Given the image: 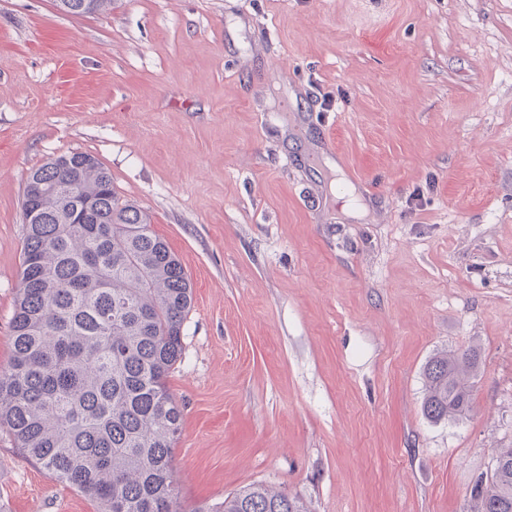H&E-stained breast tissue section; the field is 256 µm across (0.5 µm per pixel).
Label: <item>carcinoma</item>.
Masks as SVG:
<instances>
[{
  "label": "carcinoma",
  "mask_w": 512,
  "mask_h": 512,
  "mask_svg": "<svg viewBox=\"0 0 512 512\" xmlns=\"http://www.w3.org/2000/svg\"><path fill=\"white\" fill-rule=\"evenodd\" d=\"M69 14L112 0H59ZM25 243L12 322L13 356L0 368V429L48 475L102 512H310L296 496L250 484L218 504L184 506L173 450L183 407L167 378L184 354L193 291L178 258L139 207L123 203L91 154L35 169L22 203ZM475 350L446 351L425 369L432 421L471 408ZM472 512H512V448L472 488Z\"/></svg>",
  "instance_id": "obj_1"
}]
</instances>
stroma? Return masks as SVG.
<instances>
[{"label":"stroma","instance_id":"obj_1","mask_svg":"<svg viewBox=\"0 0 512 512\" xmlns=\"http://www.w3.org/2000/svg\"><path fill=\"white\" fill-rule=\"evenodd\" d=\"M94 155L193 288L182 501L471 512L512 447V0H0V368L26 179ZM478 351L472 407L422 410ZM0 431V512H101ZM86 0L57 1L60 10L69 14L103 13L112 7V0H93L91 6L84 4ZM475 350L446 351L432 357L425 369V396L422 408L432 421L456 420L471 408L478 375Z\"/></svg>","mask_w":512,"mask_h":512}]
</instances>
